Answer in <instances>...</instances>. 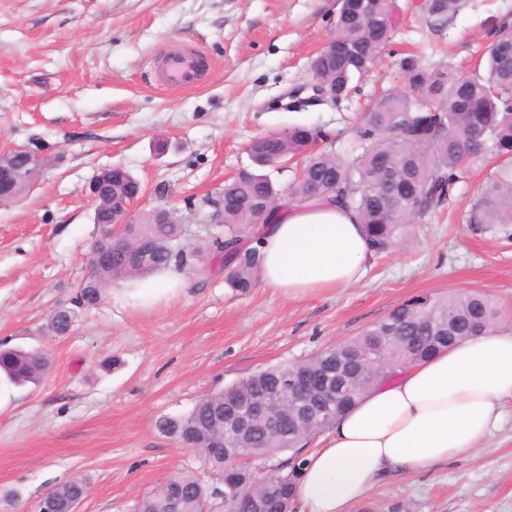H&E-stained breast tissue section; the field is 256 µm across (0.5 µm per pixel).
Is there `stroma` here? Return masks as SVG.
<instances>
[{
  "instance_id": "1",
  "label": "stroma",
  "mask_w": 512,
  "mask_h": 512,
  "mask_svg": "<svg viewBox=\"0 0 512 512\" xmlns=\"http://www.w3.org/2000/svg\"><path fill=\"white\" fill-rule=\"evenodd\" d=\"M393 4L399 21L370 71L339 101L294 111L288 93L335 37L338 0H0V149L35 142L48 160L33 189L0 203V345L52 355L42 383L19 387L0 413V512H32L76 473L90 480L77 512H128L172 473L198 467L156 431L158 418L359 335L412 297L480 291L512 328V239L469 221L499 165L490 153L457 171L444 203L417 215L352 287L288 298L225 282L213 244L224 229L209 202L249 166L253 138L302 124L351 151L362 115L406 91L401 57L470 76L512 21V0H465L441 26L422 0ZM175 51L203 57L197 86L162 85L161 60ZM112 166L143 186L130 222L167 207L185 225L183 287L135 306L112 286L70 333L51 335L53 309L75 299L105 231L89 184ZM503 407L478 448L388 478L353 512H512V398Z\"/></svg>"
}]
</instances>
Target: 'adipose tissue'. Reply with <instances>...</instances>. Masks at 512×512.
Segmentation results:
<instances>
[{"label": "adipose tissue", "instance_id": "adipose-tissue-1", "mask_svg": "<svg viewBox=\"0 0 512 512\" xmlns=\"http://www.w3.org/2000/svg\"><path fill=\"white\" fill-rule=\"evenodd\" d=\"M256 248L264 287L299 298L350 287L372 257L356 214L330 199L284 202ZM512 398V330L463 340L374 387L304 453L301 512H351L394 473L417 475L467 453Z\"/></svg>", "mask_w": 512, "mask_h": 512}]
</instances>
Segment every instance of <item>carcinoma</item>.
I'll return each mask as SVG.
<instances>
[{
	"mask_svg": "<svg viewBox=\"0 0 512 512\" xmlns=\"http://www.w3.org/2000/svg\"><path fill=\"white\" fill-rule=\"evenodd\" d=\"M463 0H423L427 16L442 25L462 7ZM347 50H327L314 59L311 78L323 90L342 98L351 82L367 73L391 38L390 0H340L336 18ZM411 91L420 94L418 108L405 94L388 93L368 112L355 136L361 152L340 153L318 147L321 135L309 127L261 137L249 154L257 170L243 171L224 184V238L214 241L229 271L225 282L248 293L259 280L257 250L241 251L247 213L265 211L269 218L279 201L296 203L336 197L354 211L375 256L391 250L414 216L439 205L455 181L456 170L478 157L487 142L500 168L487 182L472 210L470 223L512 225V25L503 23L487 54L485 76L457 77L446 68L428 70L413 56L399 61ZM299 158L302 167L288 191L276 188L265 168L279 169ZM97 220L110 222L109 202L132 200L139 181L117 167L102 174ZM185 234L173 211L157 208L139 224H128L115 240L98 242L107 260L94 269L93 279L77 294L76 307H65L49 318L48 328L65 336L78 309L94 305L114 283L145 277L181 266L186 255L173 243ZM499 309L480 293L444 298H413L359 335L323 348L291 364L254 372L199 401L186 413L156 421L159 434L174 442H193L208 480L193 471L178 472L138 497L131 512H289L301 474V451L328 431L335 419L354 406L397 367L415 364L457 342L496 328ZM45 348L0 349V371L23 386L38 385L50 369ZM329 368L343 376L336 401L326 415L294 411L282 392L290 378L317 382ZM264 400L265 412L254 417L252 431L239 440L224 434L244 406ZM89 491L88 480L73 476L39 499V512H75Z\"/></svg>",
	"mask_w": 512,
	"mask_h": 512,
	"instance_id": "obj_1",
	"label": "carcinoma"
}]
</instances>
